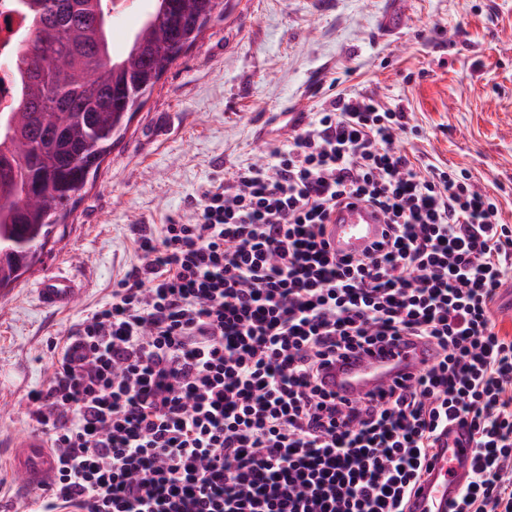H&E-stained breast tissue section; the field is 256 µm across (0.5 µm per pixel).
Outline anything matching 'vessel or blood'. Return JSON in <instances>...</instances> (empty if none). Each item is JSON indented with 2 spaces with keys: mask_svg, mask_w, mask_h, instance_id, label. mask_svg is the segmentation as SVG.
I'll list each match as a JSON object with an SVG mask.
<instances>
[{
  "mask_svg": "<svg viewBox=\"0 0 512 512\" xmlns=\"http://www.w3.org/2000/svg\"><path fill=\"white\" fill-rule=\"evenodd\" d=\"M385 226L371 208L354 202L338 208L328 226V235L337 256L364 252L378 241ZM41 304L51 309L72 306L79 293L75 280L68 275L43 278L36 288ZM433 350L429 347H398L382 357L337 363L332 382L337 391L355 397L386 388L398 375L419 370ZM465 434L452 429L429 475L417 490L414 512H448L470 474L471 457L464 454ZM15 470L20 493L51 488L56 479V465L51 450L41 435L21 439L16 445Z\"/></svg>",
  "mask_w": 512,
  "mask_h": 512,
  "instance_id": "obj_1",
  "label": "vessel or blood"
}]
</instances>
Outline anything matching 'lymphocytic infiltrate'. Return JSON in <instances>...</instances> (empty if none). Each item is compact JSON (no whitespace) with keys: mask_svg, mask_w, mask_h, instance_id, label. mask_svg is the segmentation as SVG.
Listing matches in <instances>:
<instances>
[{"mask_svg":"<svg viewBox=\"0 0 512 512\" xmlns=\"http://www.w3.org/2000/svg\"><path fill=\"white\" fill-rule=\"evenodd\" d=\"M402 109L335 94L266 163L209 185L190 224L71 333L31 401L58 469L33 512H408L450 426L471 476L455 512H512V226L464 169L395 145ZM386 219L363 257L325 238L341 198ZM434 346L433 362L350 400L351 353ZM497 329L501 335L512 336V288L510 282L499 290L495 304Z\"/></svg>","mask_w":512,"mask_h":512,"instance_id":"lymphocytic-infiltrate-1","label":"lymphocytic infiltrate"}]
</instances>
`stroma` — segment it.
<instances>
[{
    "instance_id": "stroma-1",
    "label": "stroma",
    "mask_w": 512,
    "mask_h": 512,
    "mask_svg": "<svg viewBox=\"0 0 512 512\" xmlns=\"http://www.w3.org/2000/svg\"><path fill=\"white\" fill-rule=\"evenodd\" d=\"M134 113L44 256L0 290V512H24L11 445L34 422L33 390L58 359L53 341L108 300L138 263L137 239L190 222L211 181L267 160L289 113L331 94L403 107L407 153L469 170L512 224V0H232ZM80 284L66 310L36 284Z\"/></svg>"
}]
</instances>
